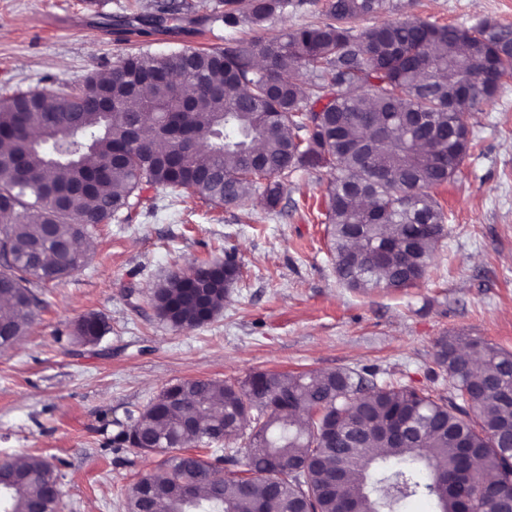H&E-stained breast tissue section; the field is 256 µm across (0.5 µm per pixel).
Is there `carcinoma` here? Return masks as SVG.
<instances>
[{"instance_id": "obj_1", "label": "carcinoma", "mask_w": 512, "mask_h": 512, "mask_svg": "<svg viewBox=\"0 0 512 512\" xmlns=\"http://www.w3.org/2000/svg\"><path fill=\"white\" fill-rule=\"evenodd\" d=\"M222 3L228 26L242 16L259 26L288 6ZM394 8L391 0H323L317 20L269 38L222 50L128 53L107 79L93 74L61 95L1 96L0 212L12 222L0 225V308L8 309L0 347L29 327L34 286L82 269L87 254L73 243L130 209L146 186L228 208L259 192L274 211L288 176L326 168L325 220L338 279L357 291L420 280L445 237L446 215L431 190L451 181L468 154L469 112L493 101L512 76V26L465 28L405 16L356 29L357 20ZM191 9L188 0H158L132 20L160 28ZM177 81L194 90L184 107ZM312 95L327 103L308 106ZM147 118L155 135L136 144L127 128ZM67 131L90 145L80 160L49 155L48 142ZM448 151L457 165H438L437 155ZM195 270L208 277L204 296L176 273L154 288L157 316L175 327L209 322L224 305V283L239 278L230 255ZM105 330L90 314L76 322L74 335L91 343ZM434 362L455 388L437 399L410 385L369 384L347 369L257 372L239 385L187 380L182 411L168 408L164 390L112 439L120 446L134 432L142 449L164 455L157 471L133 485L124 512H343L348 501L354 512H399L416 496L434 498L438 512H459L461 495L474 512H505L512 507V453L497 432L512 411V353L445 335L435 342ZM396 418L421 425V435L386 441L383 428ZM249 425L240 475H224L198 454L181 456L217 429L229 441ZM356 444L351 477L335 489L328 468ZM465 451L493 479L478 474L457 494L439 479L459 471ZM270 456L303 471L262 478ZM1 469L18 473L0 488L3 512H31L35 503L55 512L48 461L32 458L20 467L1 460ZM185 483L198 484L196 501L181 496Z\"/></svg>"}]
</instances>
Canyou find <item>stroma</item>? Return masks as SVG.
Instances as JSON below:
<instances>
[{"label": "stroma", "instance_id": "stroma-1", "mask_svg": "<svg viewBox=\"0 0 512 512\" xmlns=\"http://www.w3.org/2000/svg\"><path fill=\"white\" fill-rule=\"evenodd\" d=\"M184 35L116 33L104 16L150 11L153 0H0V95H48L108 72L124 55L224 48L301 27L313 0H292L262 25L225 26L221 0H192ZM440 25L512 26V0H394ZM473 146L434 195L448 235L425 276L403 289L346 288L325 225L327 169L292 173L277 210L260 196L225 209L149 187L131 210L98 225L86 265L35 287L26 333L0 348V460L43 457L61 489V512H123L128 489L159 454L117 448L113 437L169 385L241 383L257 371L349 369L377 384L432 396L451 390L434 343L462 334L512 352V79L472 112ZM234 255L241 277L208 323L178 329L152 302L157 283L201 261ZM100 315L95 343L73 335Z\"/></svg>", "mask_w": 512, "mask_h": 512}]
</instances>
